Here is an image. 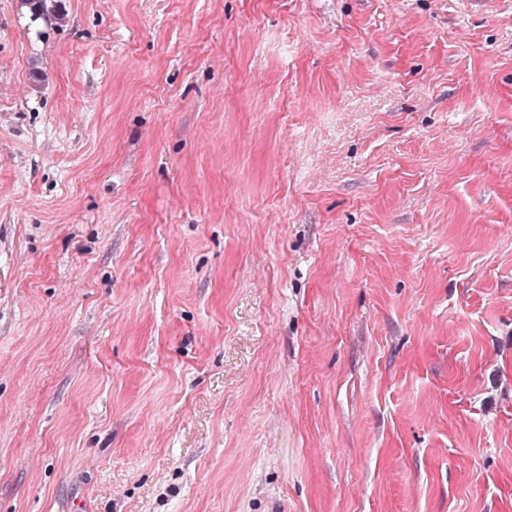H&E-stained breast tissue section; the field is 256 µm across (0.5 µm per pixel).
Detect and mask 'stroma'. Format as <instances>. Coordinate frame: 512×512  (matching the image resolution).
I'll list each match as a JSON object with an SVG mask.
<instances>
[{
  "label": "stroma",
  "instance_id": "obj_1",
  "mask_svg": "<svg viewBox=\"0 0 512 512\" xmlns=\"http://www.w3.org/2000/svg\"><path fill=\"white\" fill-rule=\"evenodd\" d=\"M0 0V512H512V0Z\"/></svg>",
  "mask_w": 512,
  "mask_h": 512
}]
</instances>
